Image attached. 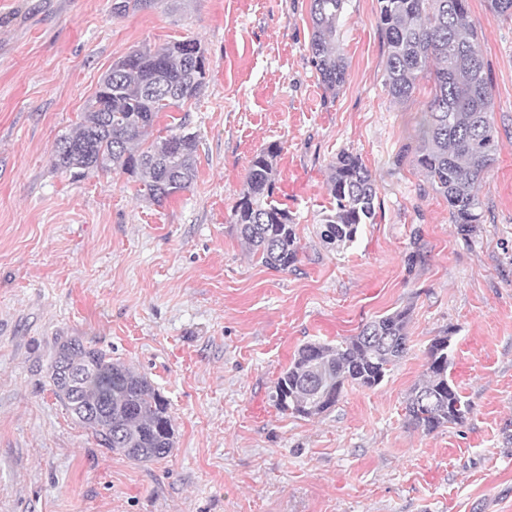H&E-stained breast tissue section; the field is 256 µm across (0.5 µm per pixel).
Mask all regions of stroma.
Segmentation results:
<instances>
[{"mask_svg":"<svg viewBox=\"0 0 512 512\" xmlns=\"http://www.w3.org/2000/svg\"><path fill=\"white\" fill-rule=\"evenodd\" d=\"M113 3L0 0V512H512V20L469 0L498 147L485 221L461 232L401 156L431 84L389 96L376 0H347L335 96L309 59L310 0ZM175 40L200 43L208 84L152 134L177 118L198 133L190 190L158 206L126 175L55 170L113 63ZM271 143L302 247L286 272L252 260L231 222ZM343 150L372 172L377 218L334 249L320 218ZM405 307L408 350L379 387L346 386L314 419L274 407L300 346ZM445 333L471 412L425 434L404 406ZM71 338L147 375L169 403V457L131 461L74 420L49 379Z\"/></svg>","mask_w":512,"mask_h":512,"instance_id":"35a3bbf8","label":"stroma"}]
</instances>
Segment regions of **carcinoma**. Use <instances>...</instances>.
<instances>
[{
    "mask_svg": "<svg viewBox=\"0 0 512 512\" xmlns=\"http://www.w3.org/2000/svg\"><path fill=\"white\" fill-rule=\"evenodd\" d=\"M345 2L310 0L311 62L333 96L347 81L336 39ZM377 3L387 47L385 86L393 101L411 99L422 79L432 83L406 155L448 201L452 223L466 231L484 223L475 188L497 152L492 87L468 0ZM206 83L204 52L195 41L130 53L112 64L75 131L59 137L53 168L74 179L89 172L126 174L138 183L140 196L162 205L194 183L198 135L185 121L151 142L148 132L159 113L196 98ZM280 153L274 143L252 157L232 223L253 259L286 271L297 263L300 245L292 216L275 200ZM328 182L335 204L322 215L321 239L331 247L351 244L362 225L376 218L375 179L361 157L341 151L330 165ZM409 321L410 309L403 308L367 322L339 344H304L274 386V406L310 419L334 407L348 385L378 387L407 353ZM64 362L82 373L77 383L62 382ZM450 366L449 336L434 337L405 406L409 423L427 434L469 414L468 401L448 379ZM51 380L55 395L100 445L138 462L171 453L174 425L168 402L146 375L69 339L57 347Z\"/></svg>",
    "mask_w": 512,
    "mask_h": 512,
    "instance_id": "cac0c4a2",
    "label": "carcinoma"
}]
</instances>
